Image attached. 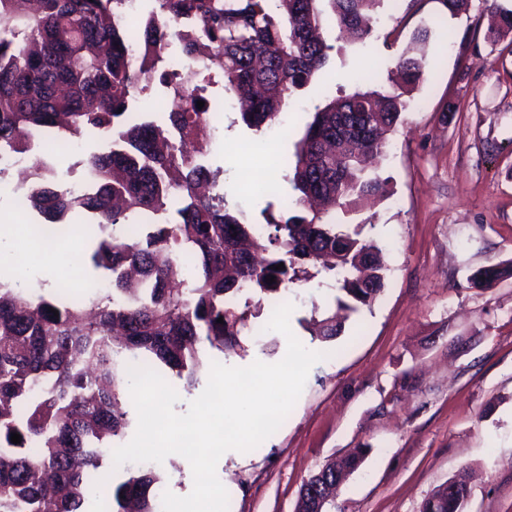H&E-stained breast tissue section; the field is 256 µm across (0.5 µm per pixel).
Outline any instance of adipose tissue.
<instances>
[{
    "label": "adipose tissue",
    "instance_id": "1",
    "mask_svg": "<svg viewBox=\"0 0 512 512\" xmlns=\"http://www.w3.org/2000/svg\"><path fill=\"white\" fill-rule=\"evenodd\" d=\"M33 254L39 267L48 280H56L58 265L61 261L79 263V255L69 253L67 250L44 251L38 246V231L36 225H27L26 229H19L18 225L0 223V272L11 275L17 279H25L29 268L25 265L13 263L12 257L16 248Z\"/></svg>",
    "mask_w": 512,
    "mask_h": 512
}]
</instances>
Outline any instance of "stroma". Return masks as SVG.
<instances>
[{"label": "stroma", "mask_w": 512, "mask_h": 512, "mask_svg": "<svg viewBox=\"0 0 512 512\" xmlns=\"http://www.w3.org/2000/svg\"><path fill=\"white\" fill-rule=\"evenodd\" d=\"M502 8L512 0H470L453 18L440 0H385L366 42L335 55L327 77L294 94L285 129L256 136L238 107H225L209 164L228 205L255 216L269 186L292 194L285 176L316 107L368 75L386 79L412 34L429 33L427 77L378 163L390 197L336 216L384 247L385 289L321 343L326 357L280 428L218 462L229 512H294L304 480L359 448L367 457L330 512H420L433 488L464 472L467 512H512V278L469 284L476 270L512 261V35L487 37ZM258 138L261 149L243 152ZM245 169L247 184L238 178ZM334 295L314 282L290 286V327L302 344ZM272 314L264 307L236 350L202 344L194 387L161 368L180 396L175 411L187 412L203 392L211 362L251 352L281 360L285 338L266 328Z\"/></svg>", "instance_id": "35a3bbf8"}]
</instances>
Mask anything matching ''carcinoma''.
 Wrapping results in <instances>:
<instances>
[{
    "instance_id": "1",
    "label": "carcinoma",
    "mask_w": 512,
    "mask_h": 512,
    "mask_svg": "<svg viewBox=\"0 0 512 512\" xmlns=\"http://www.w3.org/2000/svg\"><path fill=\"white\" fill-rule=\"evenodd\" d=\"M152 2L144 28L132 32L118 21L125 0H0V152L30 161L21 187L44 223L90 215L99 230L90 262L109 273L88 298L35 296L0 277V512H84L103 460L131 424L119 402L131 362L153 369L158 361L192 387L199 346L235 350L250 308L290 285L328 280L338 306L351 311L372 306L385 286L378 243L337 229L315 204L346 213L359 198L390 196V179L369 163L387 153L409 94L426 78L425 58L402 54L391 86L316 108L288 179L297 196L267 202L261 222L227 206L207 163L213 79L203 76L207 57L223 58L219 82L242 123L268 129L297 91L325 75L336 50L325 27L363 44L383 0ZM184 25L197 39L182 38L185 64L172 76L164 50ZM511 33L512 9H502L488 37ZM157 84L175 106L141 121L133 104ZM51 133L65 144L108 136L107 149L86 161L80 194L58 183L52 156L34 153ZM277 204L298 213L278 218ZM511 277V263L492 264L470 283L489 288ZM341 332L332 315L314 336L331 341ZM363 461L362 451L334 458L324 477ZM161 483L137 470L100 512H157ZM468 493L464 479H450L421 512H465Z\"/></svg>"
}]
</instances>
